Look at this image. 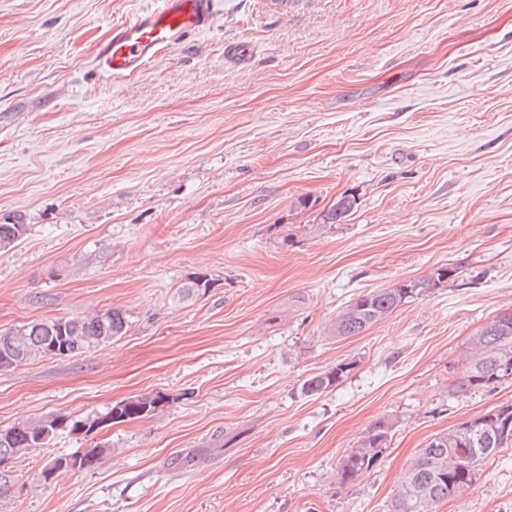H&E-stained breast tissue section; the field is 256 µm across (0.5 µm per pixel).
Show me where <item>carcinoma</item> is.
Here are the masks:
<instances>
[{
  "label": "carcinoma",
  "mask_w": 512,
  "mask_h": 512,
  "mask_svg": "<svg viewBox=\"0 0 512 512\" xmlns=\"http://www.w3.org/2000/svg\"><path fill=\"white\" fill-rule=\"evenodd\" d=\"M357 204L353 196H344L323 215L324 224L346 221ZM25 232V225L0 224V249H9ZM451 271L439 268L420 280L402 281L393 287L371 291L357 297L337 317L334 332L339 337L355 336L385 319L398 307L410 302L448 279ZM127 321L118 309L82 318H59L24 323L5 333L0 332V370L16 368L36 356H66L81 353L125 334ZM512 357V322L502 325L489 322L474 339L465 354V372L456 381V391L482 390L503 380L497 370L499 359ZM351 365L339 363L335 368L314 375L302 383V391L311 396L327 391L340 381ZM157 398H140L116 403L95 417L51 416L18 423L11 427L12 436H0V460L16 459L32 448H46V437L59 423L57 434H88L104 423H118L143 417L159 406ZM392 425L374 423L357 447L341 462V483L346 484L368 472L389 441ZM512 443V405L472 420L462 422L448 434L436 438L420 449L400 480V488L391 503V512H435L436 505L471 487L478 467L498 448ZM104 449L91 448L72 454L48 458L41 469L44 481L54 472L60 476L72 471L93 469L101 463Z\"/></svg>",
  "instance_id": "obj_1"
}]
</instances>
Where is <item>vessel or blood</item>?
Here are the masks:
<instances>
[{"mask_svg": "<svg viewBox=\"0 0 512 512\" xmlns=\"http://www.w3.org/2000/svg\"><path fill=\"white\" fill-rule=\"evenodd\" d=\"M220 13L219 0H158L112 28L109 39L93 54L99 78L120 82L144 70L162 52L209 32Z\"/></svg>", "mask_w": 512, "mask_h": 512, "instance_id": "obj_1", "label": "vessel or blood"}]
</instances>
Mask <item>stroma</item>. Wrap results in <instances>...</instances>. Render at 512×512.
<instances>
[{
  "instance_id": "obj_1",
  "label": "stroma",
  "mask_w": 512,
  "mask_h": 512,
  "mask_svg": "<svg viewBox=\"0 0 512 512\" xmlns=\"http://www.w3.org/2000/svg\"><path fill=\"white\" fill-rule=\"evenodd\" d=\"M156 2L0 0V224L26 226L0 251V331L128 321L0 371V429L162 399L11 460L0 512H388L421 448L512 404V380L455 390L512 309V0H222L211 32L96 78V46ZM238 41L247 63L224 58ZM348 194V220L322 223ZM440 267L447 282L334 334L356 297ZM380 420L387 448L341 484ZM95 446L97 468L42 480L45 453ZM437 512H512V447ZM351 369L350 364L340 363L324 373L311 376L302 383V391L307 395H317L327 391L340 381ZM392 425L386 421L374 423L364 434L357 448H352L341 462L342 484L349 483L368 472L389 441Z\"/></svg>"
}]
</instances>
